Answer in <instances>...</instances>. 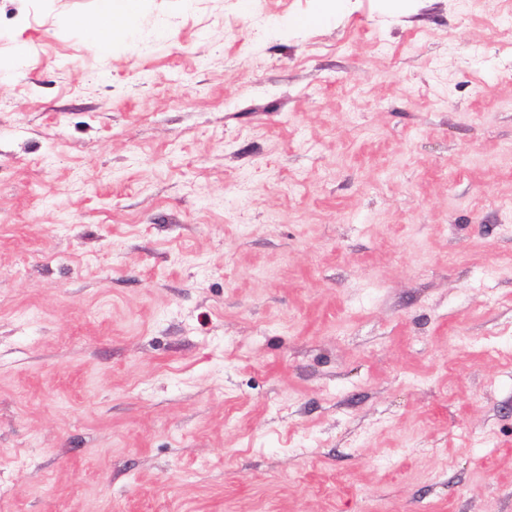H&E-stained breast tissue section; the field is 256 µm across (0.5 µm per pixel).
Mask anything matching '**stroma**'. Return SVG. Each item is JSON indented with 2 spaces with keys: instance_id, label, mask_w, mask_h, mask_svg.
Instances as JSON below:
<instances>
[{
  "instance_id": "1",
  "label": "stroma",
  "mask_w": 512,
  "mask_h": 512,
  "mask_svg": "<svg viewBox=\"0 0 512 512\" xmlns=\"http://www.w3.org/2000/svg\"><path fill=\"white\" fill-rule=\"evenodd\" d=\"M94 6L0 0V512H512V0ZM144 0H95L92 25L84 17L71 18V24L88 28L90 47L97 53H109L116 42L125 40L132 30V23L141 10Z\"/></svg>"
}]
</instances>
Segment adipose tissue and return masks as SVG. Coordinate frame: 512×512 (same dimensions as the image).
I'll list each match as a JSON object with an SVG mask.
<instances>
[{
	"mask_svg": "<svg viewBox=\"0 0 512 512\" xmlns=\"http://www.w3.org/2000/svg\"><path fill=\"white\" fill-rule=\"evenodd\" d=\"M143 0H95L93 22L72 18V26L86 29L90 47L98 54L111 51L113 45L125 40L132 23L141 10Z\"/></svg>",
	"mask_w": 512,
	"mask_h": 512,
	"instance_id": "ef3b65f1",
	"label": "adipose tissue"
}]
</instances>
